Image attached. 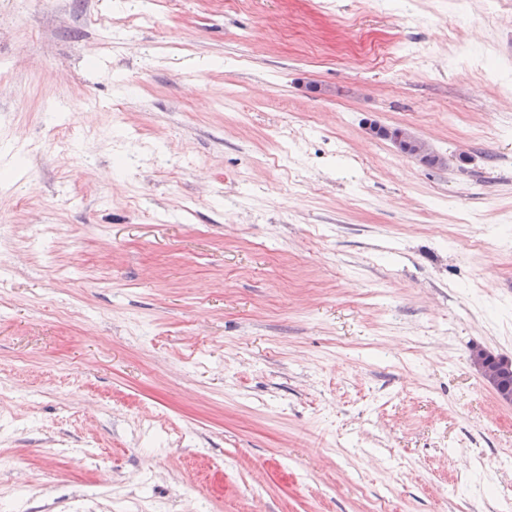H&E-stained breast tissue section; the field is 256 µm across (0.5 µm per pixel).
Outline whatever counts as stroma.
Returning <instances> with one entry per match:
<instances>
[{
  "mask_svg": "<svg viewBox=\"0 0 512 512\" xmlns=\"http://www.w3.org/2000/svg\"><path fill=\"white\" fill-rule=\"evenodd\" d=\"M475 345L512 355V0H0L14 512H502ZM390 130L392 133H397L400 129L394 128ZM390 137L396 148L404 154L417 157L420 160H432L434 165H440L443 162V159L432 152L422 139H419L406 130L401 129L397 135Z\"/></svg>",
  "mask_w": 512,
  "mask_h": 512,
  "instance_id": "obj_1",
  "label": "stroma"
}]
</instances>
